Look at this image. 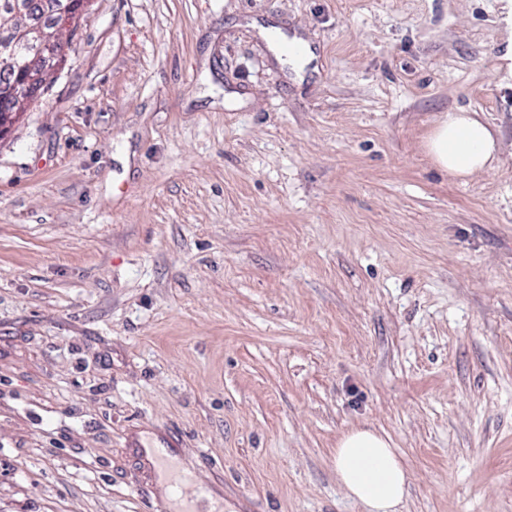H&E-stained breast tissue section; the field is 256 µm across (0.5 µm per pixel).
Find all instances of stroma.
I'll use <instances>...</instances> for the list:
<instances>
[{
	"label": "stroma",
	"instance_id": "stroma-1",
	"mask_svg": "<svg viewBox=\"0 0 512 512\" xmlns=\"http://www.w3.org/2000/svg\"><path fill=\"white\" fill-rule=\"evenodd\" d=\"M64 55L0 137V512H164L145 424L223 512H361L362 425L400 512H512V0H90ZM426 149L437 167L463 179L492 169L499 161L496 138L472 112L443 115L427 137ZM332 461L339 484L364 512H400L408 477L389 437L351 429L336 443ZM133 447L140 448L143 455L150 463H156L163 470L167 469L165 454L162 448H172L173 443L169 438L157 436L150 444L145 445L140 439H134Z\"/></svg>",
	"mask_w": 512,
	"mask_h": 512
}]
</instances>
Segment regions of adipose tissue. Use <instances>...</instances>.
Returning a JSON list of instances; mask_svg holds the SVG:
<instances>
[{
	"label": "adipose tissue",
	"instance_id": "1",
	"mask_svg": "<svg viewBox=\"0 0 512 512\" xmlns=\"http://www.w3.org/2000/svg\"><path fill=\"white\" fill-rule=\"evenodd\" d=\"M426 149L437 167L463 179L498 162L496 138L470 112L443 115ZM332 461L339 484L364 512H399L408 477L389 437L369 427L351 429L338 440Z\"/></svg>",
	"mask_w": 512,
	"mask_h": 512
}]
</instances>
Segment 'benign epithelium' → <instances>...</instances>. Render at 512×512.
Returning a JSON list of instances; mask_svg holds the SVG:
<instances>
[{"label": "benign epithelium", "mask_w": 512, "mask_h": 512, "mask_svg": "<svg viewBox=\"0 0 512 512\" xmlns=\"http://www.w3.org/2000/svg\"><path fill=\"white\" fill-rule=\"evenodd\" d=\"M87 5L88 0H52L49 27L20 25L0 42V66L19 73L17 83L0 85V112L5 113L0 137L9 132L18 114L37 102L47 79L62 68L61 36L76 28Z\"/></svg>", "instance_id": "obj_1"}]
</instances>
